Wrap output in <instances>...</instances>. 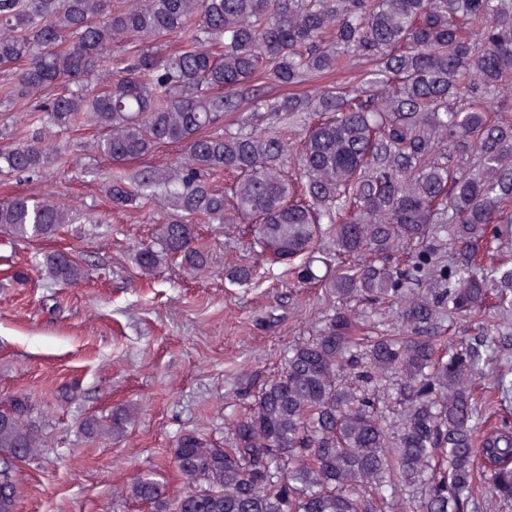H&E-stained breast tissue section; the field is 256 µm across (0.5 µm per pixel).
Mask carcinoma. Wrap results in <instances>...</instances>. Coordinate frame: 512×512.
<instances>
[{"label": "carcinoma", "instance_id": "carcinoma-1", "mask_svg": "<svg viewBox=\"0 0 512 512\" xmlns=\"http://www.w3.org/2000/svg\"><path fill=\"white\" fill-rule=\"evenodd\" d=\"M169 36L182 38L171 52L139 48ZM348 70L352 85L255 92ZM249 92L288 133L220 126ZM17 101L30 123L0 149V173L64 165L56 133L87 126L116 167L112 207L173 212L132 253L140 276L169 260L205 268L196 223L238 218L293 284L326 298L278 375L239 383L248 404L224 447L178 438L177 495L144 473L122 498L151 512H475L482 482L512 507V424L484 429L477 393L489 366L497 405L512 399L509 371L485 336H447L463 317L498 330L512 317V258L488 245L512 224V0H0V105ZM170 143L185 161L123 172ZM219 173L233 177L222 190ZM72 222L51 193L0 202L13 238ZM41 265L56 283L86 278L68 251ZM227 278L250 286L260 271ZM135 421L116 406L83 431ZM40 445L28 398L13 396L0 408V512H15L18 463ZM400 486L417 491L404 505Z\"/></svg>", "mask_w": 512, "mask_h": 512}]
</instances>
